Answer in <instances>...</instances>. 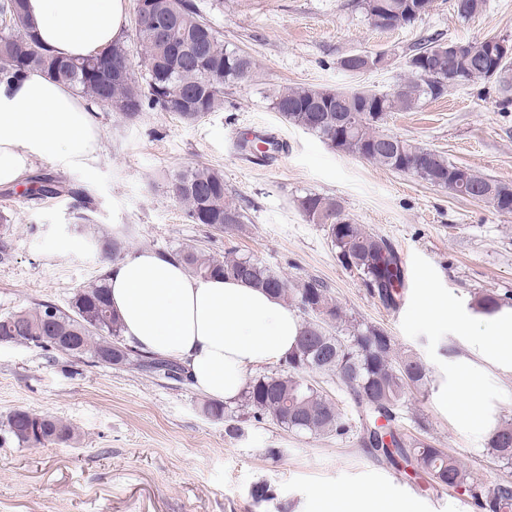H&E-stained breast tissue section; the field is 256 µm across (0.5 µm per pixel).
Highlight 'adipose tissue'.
Instances as JSON below:
<instances>
[{
    "label": "adipose tissue",
    "instance_id": "obj_1",
    "mask_svg": "<svg viewBox=\"0 0 512 512\" xmlns=\"http://www.w3.org/2000/svg\"><path fill=\"white\" fill-rule=\"evenodd\" d=\"M36 38L47 52L86 57L118 41L125 0H26ZM97 106L39 73L0 88V185L20 183L34 155L55 144L60 160H92ZM105 281L125 343L170 357L192 386L221 403L235 401L252 369L283 360L301 329L284 301L241 281L201 278L151 249L107 264ZM477 353L512 368V314L495 316L473 337Z\"/></svg>",
    "mask_w": 512,
    "mask_h": 512
}]
</instances>
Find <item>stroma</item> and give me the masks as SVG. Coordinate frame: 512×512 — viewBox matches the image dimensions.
Wrapping results in <instances>:
<instances>
[{"label": "stroma", "mask_w": 512, "mask_h": 512, "mask_svg": "<svg viewBox=\"0 0 512 512\" xmlns=\"http://www.w3.org/2000/svg\"><path fill=\"white\" fill-rule=\"evenodd\" d=\"M196 3L226 45L253 58L252 78L226 85L222 104L191 123L157 107L132 120L102 107L99 149L86 164H63L50 151L34 157L31 171L90 196L88 220H79L71 197L30 200L24 184L0 186V216L10 225V246L0 250V315L40 302L67 307L111 261L91 249L96 239L118 240L125 256L193 246L220 259L234 251L291 282L323 283L349 322L381 327L397 353L420 356L431 383L406 396L400 433L445 449L474 482L512 479V468L489 454L487 429L467 427L446 406L460 374L471 370L492 421H512V371L480 360L470 345L485 329L476 300L512 294V214L338 152L270 106L271 93L286 87L390 91L429 37L512 39V0H485L468 19L453 12L451 0H432L414 24L390 29L376 27L359 0ZM362 52L385 54V67L357 76L342 69V58ZM503 97L497 82L479 80L388 114L384 128L512 184V106L502 107ZM262 127L278 136L279 149L255 158L240 143ZM196 164L223 173L245 223L220 230L189 220L169 181ZM308 193L339 200L354 223L392 243L406 273L398 308H385L341 266L324 226L296 206ZM314 378L349 423L348 435L297 434L249 413L230 435L188 383L0 344V512H351L346 495L355 490L368 492L367 512H478L468 496L365 453L362 416L345 388L332 375ZM17 409L70 423L77 442L23 448L6 440ZM259 486L267 499L254 498Z\"/></svg>", "instance_id": "obj_1"}]
</instances>
